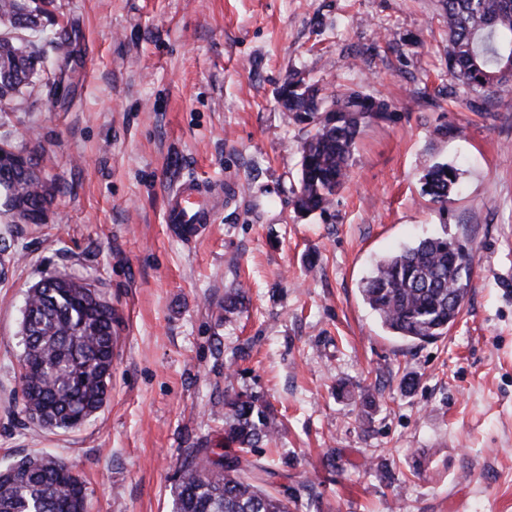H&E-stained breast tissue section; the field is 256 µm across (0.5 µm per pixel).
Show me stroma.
Here are the masks:
<instances>
[{
  "mask_svg": "<svg viewBox=\"0 0 512 512\" xmlns=\"http://www.w3.org/2000/svg\"><path fill=\"white\" fill-rule=\"evenodd\" d=\"M72 27L0 112V138L37 151L41 226L0 218V468L50 453L86 482L92 512H172L196 440L224 434V390L269 402L257 457L315 496L298 512H512V95L447 74L440 0H55ZM71 87L48 97L50 78ZM392 102L363 128L350 181L324 214L293 205L307 126L288 78ZM456 167L432 202L423 176ZM221 185L195 243L166 224V190ZM446 232L472 248L469 300L447 336H392L364 303L376 261ZM77 275L117 318L109 398L83 426L22 411L18 328L44 275ZM247 300L232 318L224 295ZM451 174V177H448ZM425 191L431 199L444 205L451 193L459 191V172L454 166L446 163L435 164L424 175Z\"/></svg>",
  "mask_w": 512,
  "mask_h": 512,
  "instance_id": "1",
  "label": "stroma"
}]
</instances>
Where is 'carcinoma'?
Returning <instances> with one entry per match:
<instances>
[{
	"mask_svg": "<svg viewBox=\"0 0 512 512\" xmlns=\"http://www.w3.org/2000/svg\"><path fill=\"white\" fill-rule=\"evenodd\" d=\"M31 0H0V112L42 70L49 54L67 46L64 33L32 44L25 31L42 27L44 10ZM448 18V73L485 98L500 97L512 76L500 75L512 61V0H441ZM293 119L311 126L300 146L295 195L298 212L323 213L349 177L352 149L362 125L394 114L372 95L350 89L322 99L339 112L308 111L306 94L315 85L290 79ZM0 158V197L10 224H43L46 193L33 153L8 140ZM425 191L441 205L459 191L458 169L435 164L424 175ZM474 255L448 235H433L379 259L363 282L364 302L393 335L428 343L448 334L468 299ZM112 304L83 279L67 273L42 277L27 291L19 335L20 381L26 416L45 429L81 427L105 404L116 345ZM224 438L210 447L200 441L179 466L172 512H292L314 487L301 483L283 497L266 489L278 477L269 463L245 454L272 438L270 404L248 392L224 394ZM0 512H89L86 487L63 459L24 457L0 469Z\"/></svg>",
	"mask_w": 512,
	"mask_h": 512,
	"instance_id": "carcinoma-1",
	"label": "carcinoma"
}]
</instances>
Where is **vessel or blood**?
<instances>
[{
	"label": "vessel or blood",
	"instance_id": "1",
	"mask_svg": "<svg viewBox=\"0 0 512 512\" xmlns=\"http://www.w3.org/2000/svg\"><path fill=\"white\" fill-rule=\"evenodd\" d=\"M165 198L166 224L188 240L199 235L203 225L211 223L216 209L223 202L221 194L193 179L179 181Z\"/></svg>",
	"mask_w": 512,
	"mask_h": 512
}]
</instances>
